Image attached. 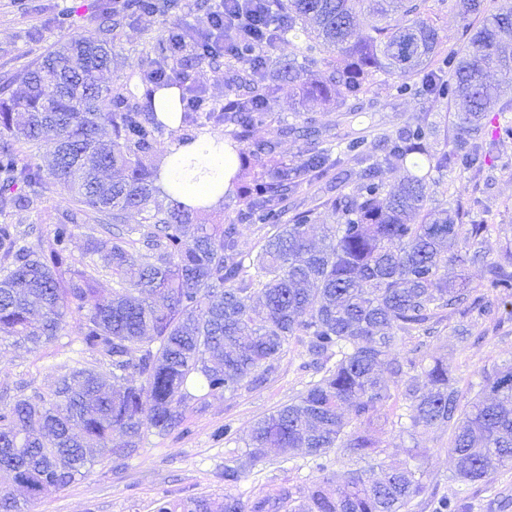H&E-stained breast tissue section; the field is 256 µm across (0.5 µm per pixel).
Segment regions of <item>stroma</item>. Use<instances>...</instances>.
Wrapping results in <instances>:
<instances>
[{
    "label": "stroma",
    "mask_w": 512,
    "mask_h": 512,
    "mask_svg": "<svg viewBox=\"0 0 512 512\" xmlns=\"http://www.w3.org/2000/svg\"><path fill=\"white\" fill-rule=\"evenodd\" d=\"M112 0H0V82L27 68L54 44L71 36L93 40L99 36L98 14ZM422 20L436 29L443 48H459L465 26L474 17L463 16L457 0H427ZM162 24L158 16L142 14L128 21L115 51L113 75L134 76L147 59L154 56V45ZM236 66L226 58L215 59L197 78L206 97L224 102L235 92ZM266 123L255 126V141L277 140V152L296 161L307 144L302 138H278L281 125L297 127L313 122L320 131L319 147L330 150L336 161V187L348 193L360 181L367 162H356L342 155L347 138H370L394 132L425 121L436 129L435 150L451 149L456 137L455 108L447 102L427 98L398 97L392 80L376 78L359 100L347 107L302 105L298 96L280 90L269 97ZM436 186L432 202L469 209L473 216L491 224L493 232L485 243L489 259L501 260L512 253V140L494 150L486 170L478 175L432 171ZM71 190L65 183L49 185L38 208L11 216L21 228L36 227L49 235L58 213L67 208ZM456 320L446 319L431 332L416 330L399 334L396 352L405 356L447 360L455 385L466 399L480 394L486 376L503 363L512 362V309L501 308L496 318H474L465 337L454 333ZM80 330L67 321L61 335L37 350L27 345L0 348V400L16 394L28 396L50 392L67 365L81 361L104 378H111L108 362L85 352L79 341ZM318 367L298 339H291L278 363L277 371L258 386H247L235 394L206 398L193 397L184 409L182 431L160 436L146 432L136 452L123 466L112 463L109 453L99 455L88 475L66 488L49 490L27 504V512H155L160 499L187 500L209 496L223 500L233 494L245 503L286 487L301 495L319 481L320 471L303 451L293 457L270 455L256 466L247 464V444L252 424L290 403L309 381L318 379ZM401 387H394L393 398L374 420L373 432L382 452L362 459L348 448L329 452L330 471L349 468L378 470L379 466H418L425 472V490L415 498L408 512H432L431 497L458 496L464 512H512V466L498 469L485 482L461 485L449 475L448 435L437 429L401 431L397 419L406 414ZM243 469L234 486L224 483L225 466Z\"/></svg>",
    "instance_id": "35a3bbf8"
}]
</instances>
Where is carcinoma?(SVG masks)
I'll list each match as a JSON object with an SVG mask.
<instances>
[{"mask_svg":"<svg viewBox=\"0 0 512 512\" xmlns=\"http://www.w3.org/2000/svg\"><path fill=\"white\" fill-rule=\"evenodd\" d=\"M276 2L280 23L259 26L261 35L305 34L312 43L302 62L290 60L271 73L264 61L252 64L251 38H235L231 58L246 64L243 92L220 108L185 72L188 60L208 58L198 32L176 22L163 30L158 58L136 80L102 84L124 20L143 13L170 17L180 0L103 7L98 40L59 43L0 87V214L37 205L50 178L73 191L63 219L35 245L23 243L34 228L0 224V336L36 350L72 317L83 349L108 360L119 382L108 388L95 370L72 366L49 395H18L0 405V512H22L15 487L35 499L48 487L85 477L94 451L114 448L116 431L131 453L145 429L175 431L190 387L215 395L262 383L295 336L304 337L311 355L336 362L291 403L254 423L253 461L272 449L287 455L303 448L324 472L323 458L342 444L360 456H378L372 431L346 432L343 412L372 424L392 399L382 377L389 369L409 374L403 391L409 424L401 429L448 428L454 480L487 481L512 466V363L486 376L481 395L464 402L448 362L393 356L398 333L439 321L445 310L491 317L496 301L512 298V256L488 261L480 247L490 225L464 221L458 207H427L432 170L478 171L496 143L512 138L505 116L512 101H503L512 94V0H502L490 15L484 0H459L464 15L485 19L463 31L467 45L446 53L436 30L416 19L425 0ZM365 2L374 24L358 34L357 8ZM392 11L414 20L395 28L387 22ZM379 74L394 79L399 96L463 101L461 133L441 153L431 145L432 128L422 124L374 142L349 140L346 154L361 158L374 150L380 159L353 193L331 201L336 223L324 225L325 244L317 247L310 240L314 212L288 220L284 202L302 184L328 177L336 161L311 147L290 164L271 142L244 144L276 90L286 86L325 105L339 98L344 106ZM14 82L21 93L10 92ZM165 87L179 89L177 130L198 126L203 117L230 126L224 153L235 168L230 188L239 208L224 224L194 223L200 208L160 184L156 143L167 125L153 95ZM497 104L488 140L484 119ZM27 151L39 162L23 161ZM384 166L405 172L394 190L379 177ZM161 195L167 203L158 201ZM133 210L144 217L131 227ZM89 217L102 233L90 240L96 262L80 269L68 242ZM246 224L273 228L253 274L241 249ZM450 261L483 263L484 282L448 281L442 269ZM103 271L115 284L107 294L98 288ZM424 475L419 466L384 468L378 479L350 470L323 477L299 501L283 491L247 509L226 494L221 502L163 501L157 512H402L423 491Z\"/></svg>","mask_w":512,"mask_h":512,"instance_id":"1","label":"carcinoma"}]
</instances>
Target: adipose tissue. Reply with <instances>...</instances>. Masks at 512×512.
<instances>
[{"instance_id": "ef3b65f1", "label": "adipose tissue", "mask_w": 512, "mask_h": 512, "mask_svg": "<svg viewBox=\"0 0 512 512\" xmlns=\"http://www.w3.org/2000/svg\"><path fill=\"white\" fill-rule=\"evenodd\" d=\"M214 138H206L184 147L172 143L167 152L168 161L163 165L162 177L165 184H177L181 199L192 206L212 207L221 202L227 191L228 181L217 180V173L224 170V155L214 149ZM190 155L195 161V174L191 177H177L171 165L173 158Z\"/></svg>"}]
</instances>
